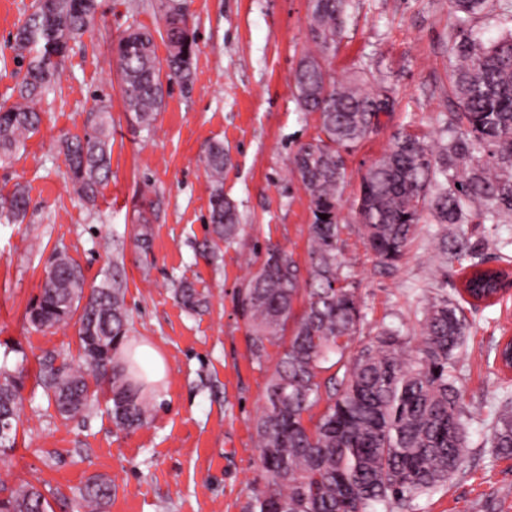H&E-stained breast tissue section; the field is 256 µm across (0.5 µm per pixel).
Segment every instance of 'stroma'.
<instances>
[{"mask_svg": "<svg viewBox=\"0 0 512 512\" xmlns=\"http://www.w3.org/2000/svg\"><path fill=\"white\" fill-rule=\"evenodd\" d=\"M35 0H0V101L16 99L12 36ZM96 25L67 58L60 82L41 103L42 124L12 164L0 166V193L26 187L23 222L0 223V354L23 371L22 424L15 448L0 454V490L39 487L52 512H83L78 490L95 475L116 490L109 512H250L264 481L256 421L267 370L253 364L236 294L273 244L307 260L310 202L292 171L300 144L319 132L318 116L294 99L293 72L310 47V0H187L195 40L192 81L165 82L164 107L151 130L133 129L108 61L129 26L162 25L155 0H98ZM454 0H352L330 59L339 81L368 70L396 97L378 134L346 154L340 219L342 260L363 306L355 337L363 344L395 325L421 344V308L455 296L463 265L437 257L440 225L422 218L398 267L383 269L362 240L353 207L361 177L400 129L438 148L448 117V43ZM112 111V174L95 204L74 192L57 141L82 132L96 98ZM223 142L230 165L224 194L239 214L232 245L212 251L205 147ZM147 234L150 246L136 239ZM63 250L86 287L120 272L127 284L128 343L147 341L164 356V379L143 387L152 407L146 424L117 430L112 385L101 382L84 413L62 418L39 384L45 359L77 358L74 325L38 330L27 319L45 262ZM193 283L206 308L185 310L174 290ZM470 322L457 359L460 404L474 413L461 468L447 485L413 500L405 512H512V458L496 456L490 423L512 373L500 371L495 346L512 337V292L491 306H466Z\"/></svg>", "mask_w": 512, "mask_h": 512, "instance_id": "1", "label": "stroma"}]
</instances>
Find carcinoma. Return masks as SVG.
Listing matches in <instances>:
<instances>
[{"label":"carcinoma","instance_id":"cac0c4a2","mask_svg":"<svg viewBox=\"0 0 512 512\" xmlns=\"http://www.w3.org/2000/svg\"><path fill=\"white\" fill-rule=\"evenodd\" d=\"M487 2L455 0L447 143L435 153L400 130L362 176L356 215L367 246L388 270L402 259L426 210L433 223L453 227V245L439 243L450 265L472 251L463 225L475 218L498 224L512 216V32L486 44L469 33V23ZM179 3L158 0L163 27L154 33L130 27L112 47L124 112L140 129L151 128L162 111V77L191 82L194 40ZM348 6L349 0H313L309 37L315 51L294 72L298 106L317 113L320 121L317 137L301 144L291 160L310 199L307 265L271 245L237 295L252 360L261 366L270 359L268 347L279 348L256 422L265 485L254 494L251 512H278L282 505L287 512H368L375 504L401 512L415 498L447 484L467 443L454 370L468 329L459 300L441 296L423 308L421 347L413 354L407 353L409 338L392 327L350 350L362 312L352 274L340 259L345 226L339 209L347 183L343 153L378 133L380 114L394 111L397 100L383 87L372 94L363 91L373 79L367 71L349 82L332 77L328 60ZM97 9V0H37L16 29L13 41L24 76L19 100L0 103V161L17 156L39 131L37 104L53 89L71 44L89 30ZM158 39L167 49L163 60ZM61 148L73 189L82 199L95 200L111 170V107L99 101L83 134L65 135ZM203 164L213 185L210 219L217 250L239 233L236 207L224 197L229 165L224 144H209ZM27 206L19 186L0 194V221H21ZM497 262L496 269L484 268L482 261L470 265L473 275L464 285L468 297L494 298L507 281L512 256L502 254ZM83 288L79 265L66 252L53 251L40 293L27 310L28 321L42 330L76 319L83 364L45 362L41 386L68 419L96 396L88 376L109 377L112 419L119 430L135 431L146 423L150 407L121 358L129 325L123 281L113 274L91 289L85 303ZM176 297L190 311L206 303V296L187 283L177 288ZM23 388L22 373L0 363V419L10 425L0 435L1 453L16 445ZM322 401L325 411L307 424L305 414ZM492 447L512 456L508 398L492 424ZM113 490L112 480L94 476L79 496L90 512H107ZM50 508L33 485L0 497V512Z\"/></svg>","mask_w":512,"mask_h":512}]
</instances>
